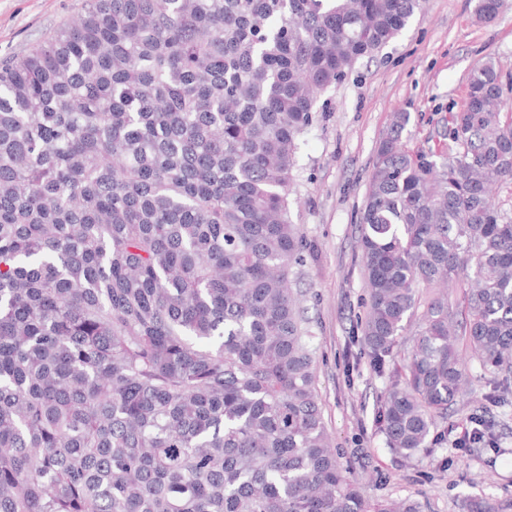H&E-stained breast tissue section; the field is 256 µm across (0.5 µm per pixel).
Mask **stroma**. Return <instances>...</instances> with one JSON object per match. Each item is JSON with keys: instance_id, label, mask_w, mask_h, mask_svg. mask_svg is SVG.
Returning <instances> with one entry per match:
<instances>
[{"instance_id": "35a3bbf8", "label": "stroma", "mask_w": 512, "mask_h": 512, "mask_svg": "<svg viewBox=\"0 0 512 512\" xmlns=\"http://www.w3.org/2000/svg\"><path fill=\"white\" fill-rule=\"evenodd\" d=\"M82 6L83 0H0V60L46 38ZM474 6L475 0H427L396 38L321 97L296 153L292 215L310 250L291 280L304 293L327 431L348 478L367 497L408 498L423 512H466L476 499L512 512V389L491 404L500 377L468 359L464 393L448 409L447 441L406 462L388 448L377 422L388 378L371 369L361 340L368 289L359 216L393 113H409L403 139L425 149L439 142L448 113L462 107L478 62L493 57L512 76V0H500L489 22L475 18ZM471 418L493 423V442L453 447Z\"/></svg>"}]
</instances>
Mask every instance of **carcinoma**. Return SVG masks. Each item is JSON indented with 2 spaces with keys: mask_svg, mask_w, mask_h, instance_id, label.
Masks as SVG:
<instances>
[{
  "mask_svg": "<svg viewBox=\"0 0 512 512\" xmlns=\"http://www.w3.org/2000/svg\"><path fill=\"white\" fill-rule=\"evenodd\" d=\"M421 2L84 0L0 62V512H421L348 479L288 277L297 140ZM509 91L488 57L437 145L399 112L377 147L362 342L404 459L463 352L512 374Z\"/></svg>",
  "mask_w": 512,
  "mask_h": 512,
  "instance_id": "carcinoma-1",
  "label": "carcinoma"
}]
</instances>
